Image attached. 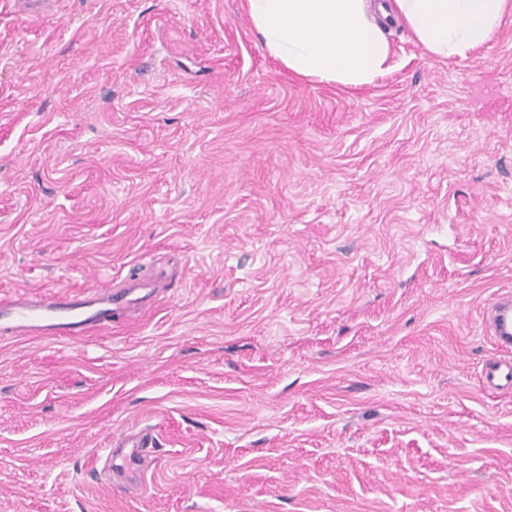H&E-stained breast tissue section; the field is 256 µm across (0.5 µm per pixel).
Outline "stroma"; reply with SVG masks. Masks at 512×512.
<instances>
[{"label": "stroma", "instance_id": "stroma-1", "mask_svg": "<svg viewBox=\"0 0 512 512\" xmlns=\"http://www.w3.org/2000/svg\"><path fill=\"white\" fill-rule=\"evenodd\" d=\"M389 41L353 87L244 0H0V296L169 277L130 323L0 340V512H512V394L480 382L512 17L463 60ZM20 14L25 18H40L51 13L57 0H15ZM116 447L134 448L129 455L117 453V456L121 458L123 465H139L145 461L151 449L154 448V441L146 434H136L119 439L116 441Z\"/></svg>", "mask_w": 512, "mask_h": 512}]
</instances>
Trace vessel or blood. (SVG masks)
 Wrapping results in <instances>:
<instances>
[{
	"label": "vessel or blood",
	"mask_w": 512,
	"mask_h": 512,
	"mask_svg": "<svg viewBox=\"0 0 512 512\" xmlns=\"http://www.w3.org/2000/svg\"><path fill=\"white\" fill-rule=\"evenodd\" d=\"M135 305L131 289L93 291L81 296L40 291L22 297L0 298V339L25 334L59 337L87 336L119 322ZM483 323L501 351L483 367L485 389L512 390V294L499 295L486 308ZM125 465L144 462L154 446L151 437L136 434L119 439Z\"/></svg>",
	"instance_id": "1"
}]
</instances>
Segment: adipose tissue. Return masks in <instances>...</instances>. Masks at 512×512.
<instances>
[{
    "label": "adipose tissue",
    "mask_w": 512,
    "mask_h": 512,
    "mask_svg": "<svg viewBox=\"0 0 512 512\" xmlns=\"http://www.w3.org/2000/svg\"><path fill=\"white\" fill-rule=\"evenodd\" d=\"M246 7L263 47L288 70L348 86L388 70L390 23L432 57L463 59L512 14V0H247Z\"/></svg>",
    "instance_id": "1"
}]
</instances>
